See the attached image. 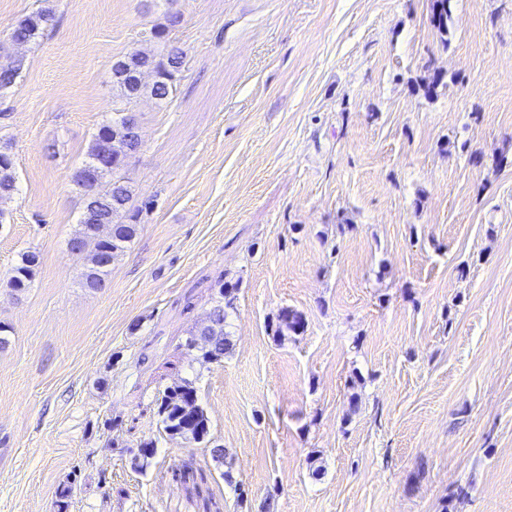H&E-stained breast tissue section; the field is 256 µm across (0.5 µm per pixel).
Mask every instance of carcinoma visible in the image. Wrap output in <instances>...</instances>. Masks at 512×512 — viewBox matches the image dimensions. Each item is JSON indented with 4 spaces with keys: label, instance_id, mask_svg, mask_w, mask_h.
<instances>
[{
    "label": "carcinoma",
    "instance_id": "1",
    "mask_svg": "<svg viewBox=\"0 0 512 512\" xmlns=\"http://www.w3.org/2000/svg\"><path fill=\"white\" fill-rule=\"evenodd\" d=\"M432 22L439 33L448 32V0H432ZM55 12L52 7L40 10L20 19L12 30V43L33 45L39 41L46 28L53 25ZM177 12H169L166 22L152 26L146 34L148 39L163 42L166 52L160 57L142 51H133L118 59L112 68V85L118 94L119 107L112 116L99 125L88 145L86 159L73 174V182L82 190L84 211L68 243L81 244L80 255L84 259L80 273L82 287L94 289L93 283L107 281L113 263L123 254L139 231L142 209L132 208L133 185L126 174L124 161L143 143L140 116L128 124L124 107L133 105L141 96L148 95L163 103L173 94L181 79L185 65V50L169 40L172 28L180 23ZM24 68V57L9 56L0 63V90L11 87ZM153 76V81H144V74ZM108 154L110 168L99 175L98 188L90 191L87 178L91 167L99 156ZM17 191V176L13 156L0 150V200L10 198ZM97 224L114 226V230L103 233L94 229ZM37 259L32 253L21 256L13 269L7 286L16 293L30 287L36 276ZM237 284L220 286V299L211 307L205 320L186 342L189 350L200 352L203 361L221 363L229 352L231 339L225 330L227 310L233 308ZM303 328L300 313L283 308L272 322V330L282 336L297 333ZM155 414L164 433L171 438L204 443L214 457L224 456V445L211 434L210 418L198 402L195 383L181 379L167 386L157 400Z\"/></svg>",
    "mask_w": 512,
    "mask_h": 512
}]
</instances>
